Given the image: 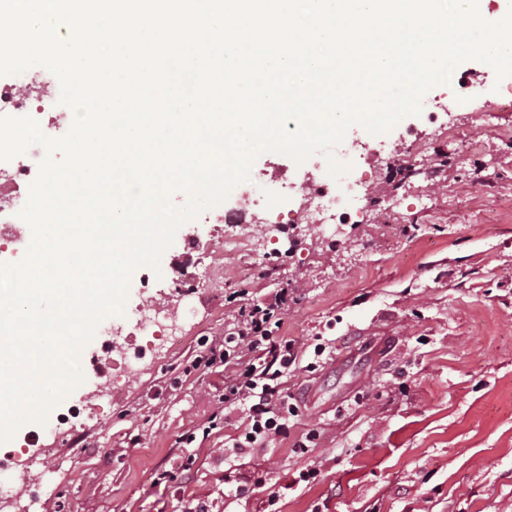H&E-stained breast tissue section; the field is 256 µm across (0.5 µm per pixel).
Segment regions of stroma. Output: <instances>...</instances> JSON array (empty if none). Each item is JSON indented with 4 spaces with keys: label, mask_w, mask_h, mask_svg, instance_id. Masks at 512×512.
Segmentation results:
<instances>
[{
    "label": "stroma",
    "mask_w": 512,
    "mask_h": 512,
    "mask_svg": "<svg viewBox=\"0 0 512 512\" xmlns=\"http://www.w3.org/2000/svg\"><path fill=\"white\" fill-rule=\"evenodd\" d=\"M455 72L470 74L471 97L444 116L449 133L422 113L381 136L401 153L410 128L427 146L401 185L387 184L363 154L372 136L360 126L332 151L364 174L370 194L399 199L402 210L344 226L336 246L315 224L292 237L256 225L257 259L225 254L230 225L186 224L159 269L131 274L126 307L177 306L180 340L116 378L78 434L64 429L30 444L23 426L0 442V456L17 462L16 496L0 501V512H182L192 500L214 512H262L271 488L279 512H512V103L499 105L494 127L472 120L506 95L512 74L477 59ZM314 172L330 177L313 160L274 151L250 170L269 186ZM190 241L217 269L207 284L175 282L169 259ZM143 275L144 290L136 286ZM283 288L281 333L299 347L286 382L298 421L240 456L231 445L247 422L223 419V367L183 368L203 354V338L231 329L233 305ZM311 431L315 440L300 448ZM192 432L196 440L183 445ZM189 456L188 477L155 483V473ZM29 457L44 465L37 475L18 464ZM229 466L262 472L266 489L225 495ZM311 467L316 479L300 481Z\"/></svg>",
    "instance_id": "obj_1"
}]
</instances>
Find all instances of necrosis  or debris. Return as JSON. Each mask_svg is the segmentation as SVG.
Segmentation results:
<instances>
[{"label":"necrosis or debris","mask_w":512,"mask_h":512,"mask_svg":"<svg viewBox=\"0 0 512 512\" xmlns=\"http://www.w3.org/2000/svg\"><path fill=\"white\" fill-rule=\"evenodd\" d=\"M40 84L44 91L39 99H32L29 88ZM61 83L52 75L33 76L29 72L14 74L12 79L0 81V118L30 117L39 119V129L51 140L64 138L70 131L67 120L42 121L41 113L59 109ZM48 150L41 145L28 147L8 159H0V236L8 237L13 245L12 262H20L33 239L22 212L28 202L33 183L41 173ZM298 192L304 199V207L296 217L300 224L342 226L355 223L359 214L365 213L369 198L362 181L349 177L330 185L316 178H309L299 186L282 184L280 191L267 189L261 179H254L237 186L238 216L233 222L234 230L224 241V251L234 254L240 248L249 247L253 240V224L258 214L269 212L274 207L276 195ZM132 323L141 335L152 337L161 345L173 343L180 327L176 318L154 306H142L128 311L124 317L115 319L105 316L97 327L99 335L111 337L112 368L126 374L136 371L144 354L123 348L119 342L125 323Z\"/></svg>","instance_id":"1"}]
</instances>
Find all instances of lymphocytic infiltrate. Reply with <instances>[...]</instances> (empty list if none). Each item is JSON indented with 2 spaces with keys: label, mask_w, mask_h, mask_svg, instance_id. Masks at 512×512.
<instances>
[{
  "label": "lymphocytic infiltrate",
  "mask_w": 512,
  "mask_h": 512,
  "mask_svg": "<svg viewBox=\"0 0 512 512\" xmlns=\"http://www.w3.org/2000/svg\"><path fill=\"white\" fill-rule=\"evenodd\" d=\"M288 305L287 290L242 305L236 311L233 331L210 342L206 354L197 356L194 367L223 363L224 413H244L248 425L234 446L238 453L287 434L288 423L298 414L284 384L297 358L294 341L279 336L278 330Z\"/></svg>",
  "instance_id": "lymphocytic-infiltrate-1"
}]
</instances>
